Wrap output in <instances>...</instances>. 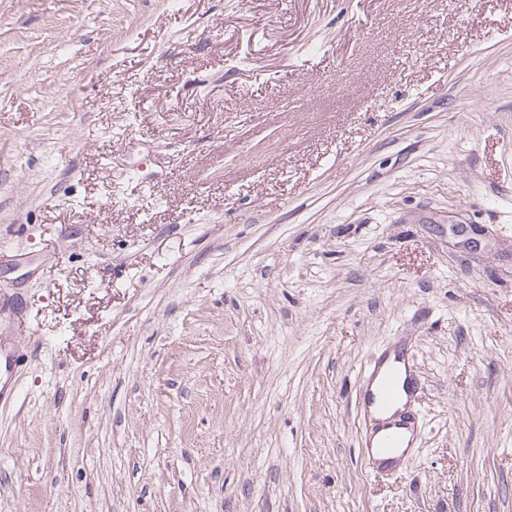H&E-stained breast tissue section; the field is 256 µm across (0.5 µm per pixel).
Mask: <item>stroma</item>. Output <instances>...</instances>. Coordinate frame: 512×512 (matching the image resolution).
Here are the masks:
<instances>
[{"label": "stroma", "instance_id": "1", "mask_svg": "<svg viewBox=\"0 0 512 512\" xmlns=\"http://www.w3.org/2000/svg\"><path fill=\"white\" fill-rule=\"evenodd\" d=\"M0 386V512H512V0H0ZM362 380L359 410L367 428L360 451L372 472L388 473L396 469L414 445L419 429L414 405L422 383L414 374L407 347L369 360ZM404 396L405 403L400 408ZM401 448L405 449L397 456Z\"/></svg>", "mask_w": 512, "mask_h": 512}]
</instances>
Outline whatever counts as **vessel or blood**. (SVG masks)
<instances>
[{
  "label": "vessel or blood",
  "mask_w": 512,
  "mask_h": 512,
  "mask_svg": "<svg viewBox=\"0 0 512 512\" xmlns=\"http://www.w3.org/2000/svg\"><path fill=\"white\" fill-rule=\"evenodd\" d=\"M421 391L408 348L366 364L359 391V410L366 425L361 454L372 472L394 471L400 449L413 447L419 429L414 406Z\"/></svg>",
  "instance_id": "1"
}]
</instances>
